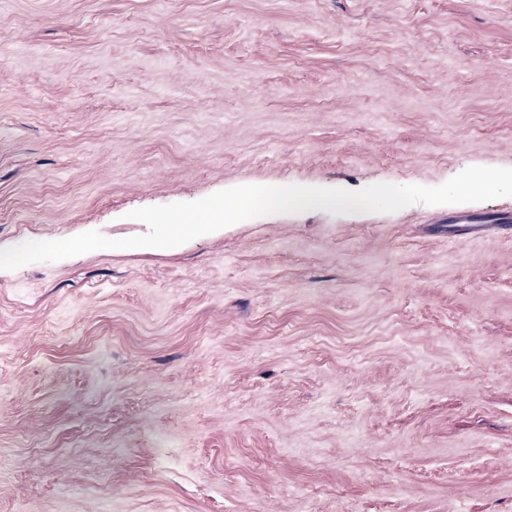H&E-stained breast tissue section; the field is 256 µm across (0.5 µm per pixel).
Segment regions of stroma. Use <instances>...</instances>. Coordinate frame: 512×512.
<instances>
[{"mask_svg": "<svg viewBox=\"0 0 512 512\" xmlns=\"http://www.w3.org/2000/svg\"><path fill=\"white\" fill-rule=\"evenodd\" d=\"M512 168V0H0V248L244 185ZM512 197L0 270V512H512Z\"/></svg>", "mask_w": 512, "mask_h": 512, "instance_id": "obj_1", "label": "stroma"}]
</instances>
